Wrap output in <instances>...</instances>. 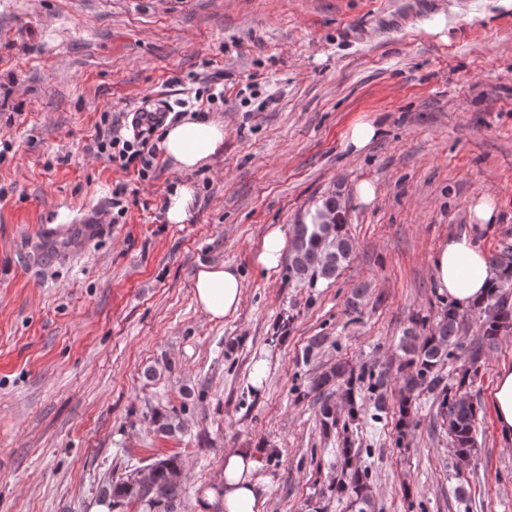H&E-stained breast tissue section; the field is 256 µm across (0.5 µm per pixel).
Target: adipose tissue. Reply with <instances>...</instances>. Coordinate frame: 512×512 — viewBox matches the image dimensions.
Returning a JSON list of instances; mask_svg holds the SVG:
<instances>
[{
	"instance_id": "1",
	"label": "adipose tissue",
	"mask_w": 512,
	"mask_h": 512,
	"mask_svg": "<svg viewBox=\"0 0 512 512\" xmlns=\"http://www.w3.org/2000/svg\"><path fill=\"white\" fill-rule=\"evenodd\" d=\"M223 142V124L195 119L170 125L163 134L162 146L179 168L193 170L208 163ZM432 272L437 288L460 310L480 302L498 275L487 254L465 234L450 236L440 244ZM242 288L240 273L225 264L203 266L194 279L198 306L217 321L236 312ZM256 467L253 449L227 450L223 477L201 496L200 512H267V499L252 478Z\"/></svg>"
}]
</instances>
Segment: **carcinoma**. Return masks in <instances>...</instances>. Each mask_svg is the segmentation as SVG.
Returning a JSON list of instances; mask_svg holds the SVG:
<instances>
[{
	"label": "carcinoma",
	"mask_w": 512,
	"mask_h": 512,
	"mask_svg": "<svg viewBox=\"0 0 512 512\" xmlns=\"http://www.w3.org/2000/svg\"><path fill=\"white\" fill-rule=\"evenodd\" d=\"M292 254L288 261V278L297 283L310 285L338 278L353 254V241L344 232L342 224H294L292 225ZM482 321L478 337L469 346V367L461 369L455 383L441 387V400L437 414L448 427L452 447L459 456L472 455L476 439L477 406L470 399L467 389L473 382L477 364L486 352L493 349L499 337L512 330V264L501 269L487 297L477 304ZM462 316L450 306L439 322L421 337L410 330L402 339L404 355L402 368L409 370L403 377L404 394L394 409L395 438L397 448L408 445L414 430L413 410L415 391L440 387L439 371L451 360L454 350L460 347L459 330ZM386 374L368 375L346 362H338L320 375L312 378L308 393L316 397L318 418L323 431L327 432L338 423L333 395H339L347 408L350 421L360 420L363 412L360 390L366 389L374 409L386 412L384 387ZM184 409L157 408L153 411L156 431L173 435L182 429ZM340 477L334 489L347 491L355 512H375V502L368 481V474L357 465L356 449L343 442L339 449ZM183 462L177 453L165 455L147 465V479L133 470L117 480L107 481L100 491V502L110 503L112 509L133 508L135 512H181L183 500L181 487L175 479Z\"/></svg>",
	"instance_id": "carcinoma-1"
}]
</instances>
